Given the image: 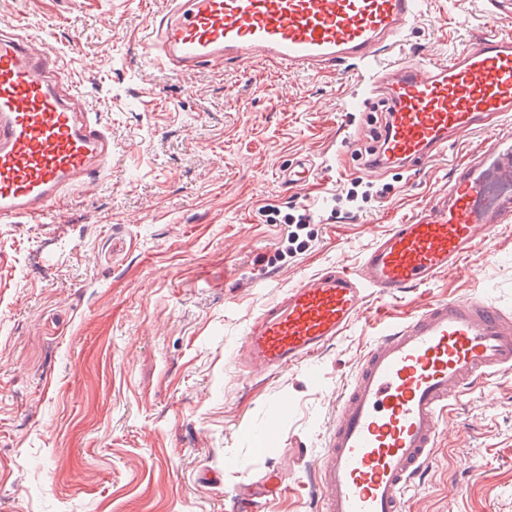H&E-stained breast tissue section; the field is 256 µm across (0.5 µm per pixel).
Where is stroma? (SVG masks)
Listing matches in <instances>:
<instances>
[{
	"instance_id": "1",
	"label": "stroma",
	"mask_w": 512,
	"mask_h": 512,
	"mask_svg": "<svg viewBox=\"0 0 512 512\" xmlns=\"http://www.w3.org/2000/svg\"><path fill=\"white\" fill-rule=\"evenodd\" d=\"M163 0H0V18L62 55L112 135L108 184L67 195L39 220L0 224V512H227L267 478L259 512H319L313 471L384 316L428 299L474 298L512 315V223L457 268L365 314L304 367L246 377L244 338L266 303L364 251L431 201L488 132L424 168L373 176L356 159L371 127L348 111L357 69L257 60L177 73L140 39ZM512 15L487 0H425L403 55L444 62ZM335 177L287 185L299 158ZM322 201L304 246L265 206ZM269 432L262 449L258 434ZM441 463L409 512H512V372L461 396Z\"/></svg>"
}]
</instances>
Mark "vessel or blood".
Instances as JSON below:
<instances>
[{"label":"vessel or blood","instance_id":"obj_1","mask_svg":"<svg viewBox=\"0 0 512 512\" xmlns=\"http://www.w3.org/2000/svg\"><path fill=\"white\" fill-rule=\"evenodd\" d=\"M423 0H167L142 47L189 71L263 58L284 68L361 66L366 94L385 115L381 150L366 161L429 164L464 133L496 126L485 152L377 239L356 271L312 275L266 305L244 342L255 373L314 357L363 313L367 297H394L458 266L512 222V36L489 31L445 62L414 55L380 66ZM77 80L55 49L0 20V224L43 217L70 192L107 179L112 137L78 109ZM512 370V316L474 299L428 301L387 323L336 403L319 471L322 512H405V492L433 468L452 400Z\"/></svg>","mask_w":512,"mask_h":512}]
</instances>
